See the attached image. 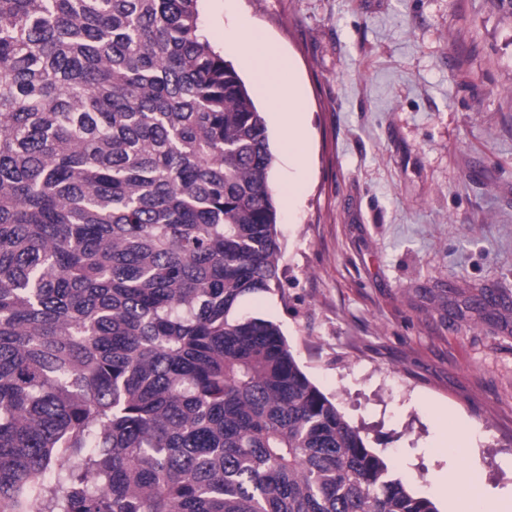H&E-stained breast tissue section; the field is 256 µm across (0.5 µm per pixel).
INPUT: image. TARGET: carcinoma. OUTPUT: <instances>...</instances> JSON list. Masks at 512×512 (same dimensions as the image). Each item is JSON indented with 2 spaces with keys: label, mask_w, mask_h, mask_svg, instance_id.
I'll use <instances>...</instances> for the list:
<instances>
[{
  "label": "carcinoma",
  "mask_w": 512,
  "mask_h": 512,
  "mask_svg": "<svg viewBox=\"0 0 512 512\" xmlns=\"http://www.w3.org/2000/svg\"><path fill=\"white\" fill-rule=\"evenodd\" d=\"M199 0H0V512H438L240 316L267 127Z\"/></svg>",
  "instance_id": "cac0c4a2"
}]
</instances>
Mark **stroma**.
Instances as JSON below:
<instances>
[{
    "instance_id": "1",
    "label": "stroma",
    "mask_w": 512,
    "mask_h": 512,
    "mask_svg": "<svg viewBox=\"0 0 512 512\" xmlns=\"http://www.w3.org/2000/svg\"><path fill=\"white\" fill-rule=\"evenodd\" d=\"M262 112L282 260L242 315L278 323L389 475L432 498L453 447L467 495L512 498V19L490 0H199ZM257 25L293 60L305 164L232 46ZM298 183L286 200L289 183Z\"/></svg>"
}]
</instances>
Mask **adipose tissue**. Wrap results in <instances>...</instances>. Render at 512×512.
<instances>
[{"instance_id":"1","label":"adipose tissue","mask_w":512,"mask_h":512,"mask_svg":"<svg viewBox=\"0 0 512 512\" xmlns=\"http://www.w3.org/2000/svg\"><path fill=\"white\" fill-rule=\"evenodd\" d=\"M236 48L277 115L285 151L296 162H303L308 144L303 87L299 81L282 80L283 74L293 69L289 56L248 23L238 31Z\"/></svg>"}]
</instances>
